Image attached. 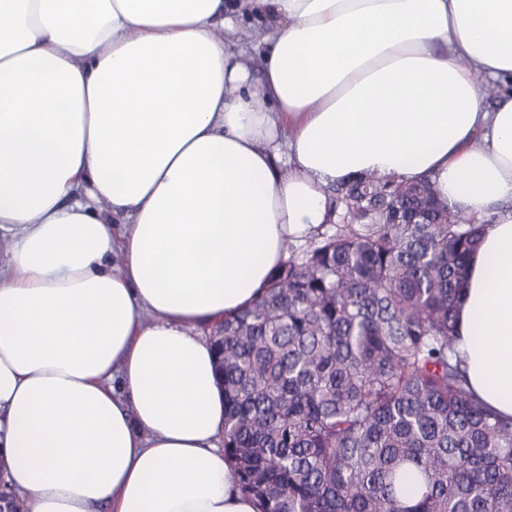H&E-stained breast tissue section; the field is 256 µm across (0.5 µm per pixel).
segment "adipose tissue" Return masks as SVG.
<instances>
[{
	"label": "adipose tissue",
	"instance_id": "ef3b65f1",
	"mask_svg": "<svg viewBox=\"0 0 512 512\" xmlns=\"http://www.w3.org/2000/svg\"><path fill=\"white\" fill-rule=\"evenodd\" d=\"M510 75L512 0H0V460L27 512H258L208 332L365 175L492 217L459 351L512 416V94L484 101Z\"/></svg>",
	"mask_w": 512,
	"mask_h": 512
}]
</instances>
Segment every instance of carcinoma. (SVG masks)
<instances>
[{"instance_id": "1", "label": "carcinoma", "mask_w": 512, "mask_h": 512, "mask_svg": "<svg viewBox=\"0 0 512 512\" xmlns=\"http://www.w3.org/2000/svg\"><path fill=\"white\" fill-rule=\"evenodd\" d=\"M334 211L210 333L239 489L260 512H512V417L456 350L494 217L371 177L336 185Z\"/></svg>"}]
</instances>
